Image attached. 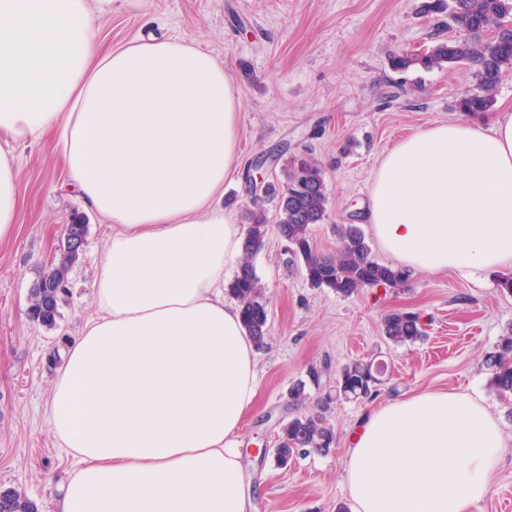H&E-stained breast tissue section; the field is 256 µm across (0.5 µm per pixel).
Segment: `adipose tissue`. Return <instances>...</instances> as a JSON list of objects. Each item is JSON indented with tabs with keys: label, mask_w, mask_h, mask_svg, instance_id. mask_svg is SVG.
<instances>
[{
	"label": "adipose tissue",
	"mask_w": 512,
	"mask_h": 512,
	"mask_svg": "<svg viewBox=\"0 0 512 512\" xmlns=\"http://www.w3.org/2000/svg\"><path fill=\"white\" fill-rule=\"evenodd\" d=\"M88 0H0V240L20 186L14 146L53 135L72 190L112 236L95 316L52 379L50 430L74 460L57 512H249L238 441L257 394L239 306L242 245L224 182L240 100L223 62L184 38L102 49ZM403 267L512 268V113L425 128L380 159L361 213ZM507 448L479 399L425 391L354 424V512H476Z\"/></svg>",
	"instance_id": "adipose-tissue-1"
}]
</instances>
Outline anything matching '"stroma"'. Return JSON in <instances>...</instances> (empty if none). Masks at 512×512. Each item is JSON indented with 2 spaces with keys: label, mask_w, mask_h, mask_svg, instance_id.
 Returning a JSON list of instances; mask_svg holds the SVG:
<instances>
[{
  "label": "stroma",
  "mask_w": 512,
  "mask_h": 512,
  "mask_svg": "<svg viewBox=\"0 0 512 512\" xmlns=\"http://www.w3.org/2000/svg\"><path fill=\"white\" fill-rule=\"evenodd\" d=\"M421 0H112L98 18L103 45L133 40L153 21L156 34L195 40L222 59L239 93L240 166L224 183V206L249 226L251 199L282 177L293 156L320 165L329 200L309 240L334 254L341 225L353 223L382 155L438 123L466 120L459 101L475 79L463 68L399 73L389 56L420 52L432 36L448 37L447 14L422 17ZM21 192L15 234L0 241V487L15 488L54 512L47 475L73 460L54 439L44 405L68 340L94 312L95 260L111 233L82 200L63 191L67 173L51 140L15 146ZM83 218L87 233L68 276L53 328L27 316L31 290L62 256L64 229ZM253 264L267 301L265 348L257 350L258 395L241 426L240 450L255 491L251 512H336L350 499L344 481L348 431L374 400L422 391L468 392L482 398L512 439V406L488 386L484 359L512 327V295L500 272L464 279L452 271L412 273L408 287H365L344 297L312 287L298 258L269 231ZM417 313L424 340L387 344L384 317ZM386 366L375 398L334 404L329 453L288 466L271 450L282 424L299 413L289 391L302 382L311 398L332 389L347 362ZM321 373L312 384L310 372Z\"/></svg>",
  "instance_id": "1"
}]
</instances>
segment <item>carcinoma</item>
I'll list each match as a JSON object with an SVG mask.
<instances>
[{"label": "carcinoma", "instance_id": "1", "mask_svg": "<svg viewBox=\"0 0 512 512\" xmlns=\"http://www.w3.org/2000/svg\"><path fill=\"white\" fill-rule=\"evenodd\" d=\"M512 16V0H448V29L453 35L433 38L428 49L416 54L400 51L391 56L396 71L415 68L425 70L448 65H462L477 80V92L465 94L459 101L461 111L469 114L488 112L494 105L496 89L504 71L512 66V30L495 36L486 33L488 26ZM285 185L278 189L269 184L264 194L277 199L276 228L287 242L288 251L302 259L309 283L317 288H330L344 296L358 289L384 286L403 288L409 274L381 264L370 257L371 248L365 234L356 224H345L339 230L336 253L324 256L315 252L309 242L312 224H320L326 216L328 196L322 169L312 159L292 158L283 169ZM251 224L242 243L238 270L229 285L240 305L245 333L259 348L266 345L268 308L253 258L263 246L268 221L261 198L253 201ZM62 262L45 272L31 290L29 318L43 326L55 325L70 269L79 251L63 248ZM383 335L394 346L413 344L424 336L420 316L397 310L383 322ZM489 387L504 401L512 400V328L505 331L486 358ZM381 384L372 360H354L344 365L336 378L335 394H326L319 414L299 415L280 428L274 452L279 465L311 450L328 453L335 442L333 430L326 425L325 413L336 401H358L369 398ZM0 512H38L37 505L15 488H0Z\"/></svg>", "mask_w": 512, "mask_h": 512}]
</instances>
